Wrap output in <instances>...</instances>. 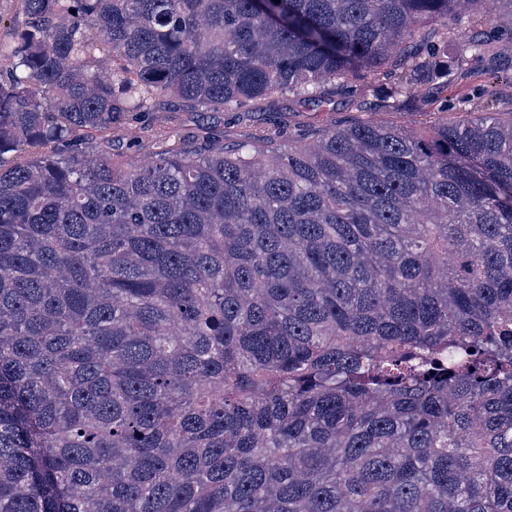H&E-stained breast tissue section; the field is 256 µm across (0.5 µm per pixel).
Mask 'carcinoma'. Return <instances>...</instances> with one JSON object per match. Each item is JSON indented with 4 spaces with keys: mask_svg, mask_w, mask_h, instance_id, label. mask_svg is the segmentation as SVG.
Masks as SVG:
<instances>
[{
    "mask_svg": "<svg viewBox=\"0 0 512 512\" xmlns=\"http://www.w3.org/2000/svg\"><path fill=\"white\" fill-rule=\"evenodd\" d=\"M503 1L21 0L0 512H512V111L445 95ZM286 96L428 131L138 125ZM380 115L383 120L389 123L411 127L417 134H425L428 129L426 118L420 113L380 112Z\"/></svg>",
    "mask_w": 512,
    "mask_h": 512,
    "instance_id": "1",
    "label": "carcinoma"
}]
</instances>
